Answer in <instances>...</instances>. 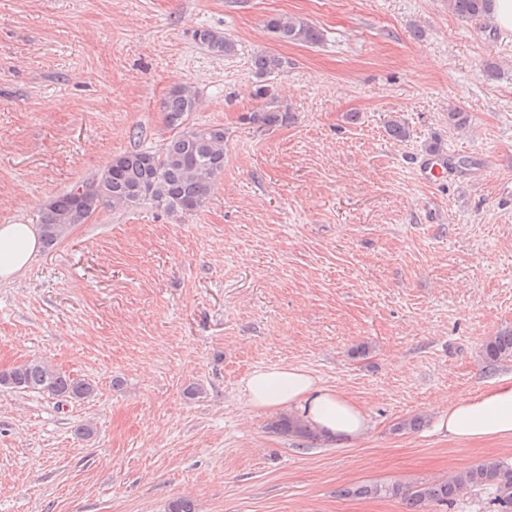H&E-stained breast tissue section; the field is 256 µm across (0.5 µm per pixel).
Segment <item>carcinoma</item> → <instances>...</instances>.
Returning <instances> with one entry per match:
<instances>
[{"label": "carcinoma", "mask_w": 512, "mask_h": 512, "mask_svg": "<svg viewBox=\"0 0 512 512\" xmlns=\"http://www.w3.org/2000/svg\"><path fill=\"white\" fill-rule=\"evenodd\" d=\"M451 10L463 18H479L490 10L489 0H448ZM269 30L284 41L317 44L323 33L311 23L296 17H273ZM197 39L210 52L225 56L234 51L233 41L223 32L203 29ZM288 61L275 54L261 53L254 59L253 97L262 106L248 113L246 120L270 129L289 123L292 113L281 109L266 85L267 77L279 73ZM197 92L186 85H175L162 102L168 127L176 130L159 151L135 147L115 156L98 176L51 198L39 212L42 241L51 246L76 224L85 223L100 207L132 209L149 204L166 213L191 215L207 201L211 187L224 173V128L215 125H191V113L198 111ZM93 187L80 198L75 190ZM487 364L512 357V327L499 331L483 347ZM0 387L14 391L37 392L65 401H83L94 394V386L71 378L41 359H31L0 372ZM272 428L286 437L316 440L319 435L293 416H283ZM493 490L494 512H512V463L492 460L461 471L448 479L417 483L404 490L398 485L364 484L340 490L343 496L397 497L405 495L410 512H425L430 505L451 506L468 492Z\"/></svg>", "instance_id": "cac0c4a2"}]
</instances>
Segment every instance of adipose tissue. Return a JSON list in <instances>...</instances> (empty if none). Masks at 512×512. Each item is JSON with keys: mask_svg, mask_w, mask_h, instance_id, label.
Listing matches in <instances>:
<instances>
[{"mask_svg": "<svg viewBox=\"0 0 512 512\" xmlns=\"http://www.w3.org/2000/svg\"><path fill=\"white\" fill-rule=\"evenodd\" d=\"M38 230L32 224H0V282L14 280L36 257ZM250 407L288 409L324 438L361 442L369 428L365 411L308 371L278 366L253 371L245 381ZM436 434L458 441L512 436V376L499 379L486 392L453 398L434 425Z\"/></svg>", "mask_w": 512, "mask_h": 512, "instance_id": "obj_1", "label": "adipose tissue"}]
</instances>
